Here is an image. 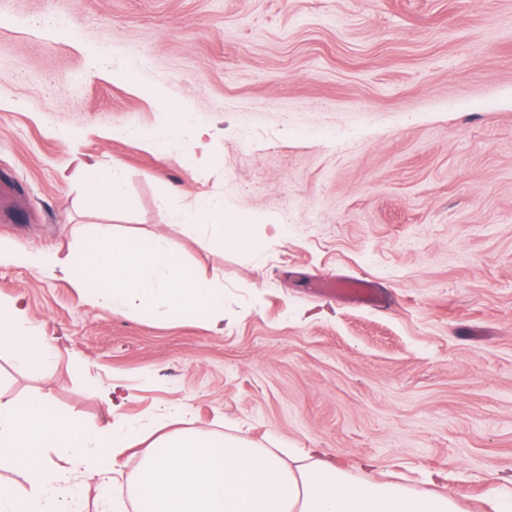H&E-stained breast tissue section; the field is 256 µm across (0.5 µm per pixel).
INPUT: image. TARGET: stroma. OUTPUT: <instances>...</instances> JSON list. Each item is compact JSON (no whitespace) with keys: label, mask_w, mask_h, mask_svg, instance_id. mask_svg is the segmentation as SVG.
Segmentation results:
<instances>
[{"label":"stroma","mask_w":512,"mask_h":512,"mask_svg":"<svg viewBox=\"0 0 512 512\" xmlns=\"http://www.w3.org/2000/svg\"><path fill=\"white\" fill-rule=\"evenodd\" d=\"M167 98L212 130L209 166L187 161L191 127L160 154L133 139ZM105 172L134 208L87 209ZM2 177L22 209L0 223V310L21 300L59 349L46 370L0 352L7 396L97 422L120 383L126 427L176 409L327 449L355 480L361 457L420 492L441 471L464 512L512 474V0H0ZM200 203L253 248L205 246ZM85 224L164 238L222 283L223 333L102 310L22 260ZM360 275L385 308L308 289Z\"/></svg>","instance_id":"35a3bbf8"}]
</instances>
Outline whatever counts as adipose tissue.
Returning a JSON list of instances; mask_svg holds the SVG:
<instances>
[{
	"label": "adipose tissue",
	"instance_id": "1",
	"mask_svg": "<svg viewBox=\"0 0 512 512\" xmlns=\"http://www.w3.org/2000/svg\"><path fill=\"white\" fill-rule=\"evenodd\" d=\"M191 219L209 228L208 245L240 251L251 245L252 225L206 209ZM27 262L41 277L76 280L101 308L149 315L162 309L224 330L223 287L198 278L164 241L145 249L98 224L77 235L67 253L33 252ZM25 315L17 303L0 312V344L22 365L36 348L44 358L55 356L48 337L23 330ZM99 398L108 416L103 424L62 414L44 396L0 398V464L20 466L26 475L24 483L0 484V512H74L81 482L111 481L115 449L139 437L122 424L132 399L127 388L110 385ZM169 420L174 430L141 449V465L129 478L139 512H461L449 492L351 481L321 448H256L243 436L182 427L174 414Z\"/></svg>",
	"mask_w": 512,
	"mask_h": 512
}]
</instances>
